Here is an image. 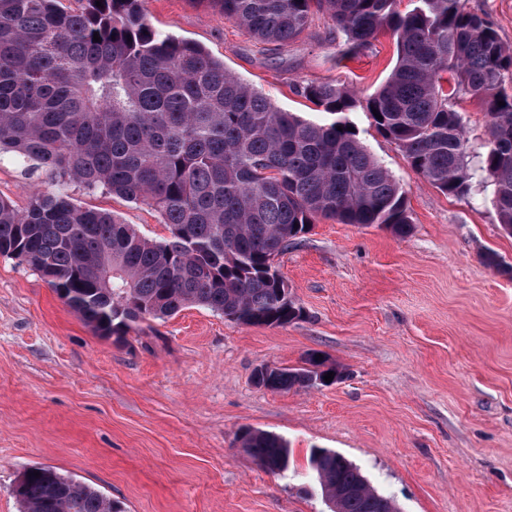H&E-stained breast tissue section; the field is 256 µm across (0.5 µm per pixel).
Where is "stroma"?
<instances>
[{
    "mask_svg": "<svg viewBox=\"0 0 512 512\" xmlns=\"http://www.w3.org/2000/svg\"><path fill=\"white\" fill-rule=\"evenodd\" d=\"M152 27L201 45L276 107L318 108L298 85L336 81L366 99L396 61L389 36L346 53L327 16L283 57L205 0H144ZM358 139L407 192L412 229L317 219L276 266L302 318L248 326L201 306L119 339L98 335L39 272L0 256V512L29 468L98 489L124 512H329L308 459L327 448L355 464L400 512H512V236L490 182L452 197L411 169L372 126ZM77 204L169 231L142 203L74 184ZM315 352L344 371L328 386L268 391L255 368L303 366ZM291 447L272 474L243 452L242 428Z\"/></svg>",
    "mask_w": 512,
    "mask_h": 512,
    "instance_id": "1",
    "label": "stroma"
}]
</instances>
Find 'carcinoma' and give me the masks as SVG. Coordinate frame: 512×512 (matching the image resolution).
I'll use <instances>...</instances> for the list:
<instances>
[{
  "mask_svg": "<svg viewBox=\"0 0 512 512\" xmlns=\"http://www.w3.org/2000/svg\"><path fill=\"white\" fill-rule=\"evenodd\" d=\"M58 2L0 0V157L37 183L22 209L0 197V256L38 271L99 335L193 305L244 325L282 326L302 310L275 259L318 218L410 232L401 185L348 130L357 99L345 85L299 86L326 114L307 120L275 107L202 46L158 33L141 0H86L72 11ZM397 2L209 0L279 51L316 13L328 16L348 53H365L379 33H391L396 62L366 112L448 196L472 188L459 100L484 105L481 170L512 235V96L500 91L512 48L465 0H411L404 14ZM72 183L149 205L170 236L148 239L110 212L75 204ZM329 372L342 378L311 354L299 368L252 378L285 391L324 385ZM238 442L266 471L288 470L283 437L248 427ZM309 466L332 512H398L381 506L385 496L335 451L312 449ZM14 493L22 512H121L50 467L28 469Z\"/></svg>",
  "mask_w": 512,
  "mask_h": 512,
  "instance_id": "obj_1",
  "label": "carcinoma"
}]
</instances>
